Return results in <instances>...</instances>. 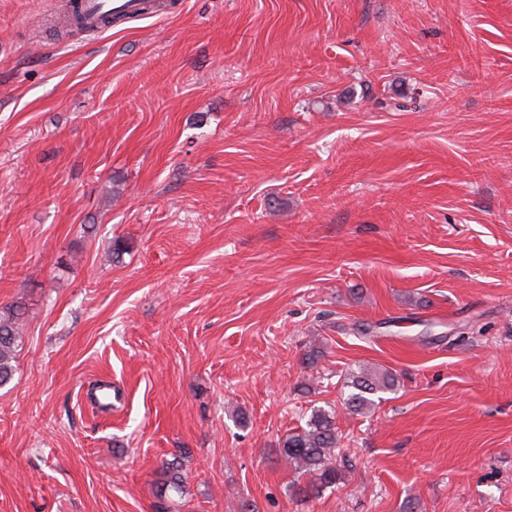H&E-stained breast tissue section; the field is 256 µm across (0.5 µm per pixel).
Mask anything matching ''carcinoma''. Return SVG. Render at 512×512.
<instances>
[{
	"instance_id": "obj_1",
	"label": "carcinoma",
	"mask_w": 512,
	"mask_h": 512,
	"mask_svg": "<svg viewBox=\"0 0 512 512\" xmlns=\"http://www.w3.org/2000/svg\"><path fill=\"white\" fill-rule=\"evenodd\" d=\"M19 316L18 304L0 314V386L13 377L14 362L22 342ZM394 386L395 376L389 371L358 369L351 372L345 382L350 392L344 398V405L350 412L367 413L376 405L374 396ZM338 445L336 412L322 407L314 409L305 428L289 434L279 449L285 463L297 473V478L288 486L289 495L303 500L317 498L342 479V472L336 467ZM186 454V449L179 448L163 461L160 496L186 493L187 474L183 469Z\"/></svg>"
}]
</instances>
